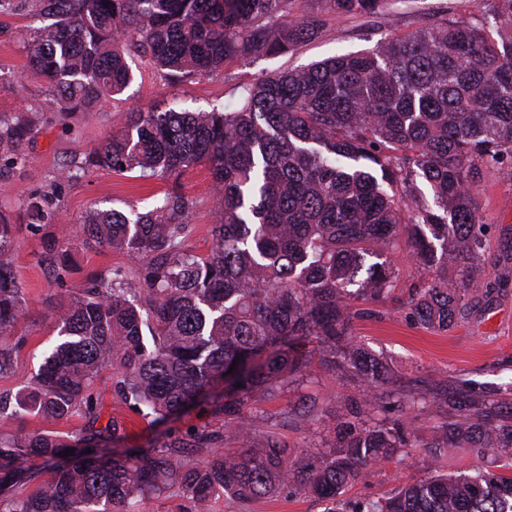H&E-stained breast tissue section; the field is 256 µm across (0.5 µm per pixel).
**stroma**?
Here are the masks:
<instances>
[{
    "label": "stroma",
    "mask_w": 512,
    "mask_h": 512,
    "mask_svg": "<svg viewBox=\"0 0 512 512\" xmlns=\"http://www.w3.org/2000/svg\"><path fill=\"white\" fill-rule=\"evenodd\" d=\"M443 3L455 6L459 15L468 18L483 11L481 0H409L407 5H394L387 14L371 21L331 16L314 40L292 53L237 61L202 78L170 79L147 60L138 59L132 65L133 80L121 94L103 101L96 111L69 117L50 104L45 82L32 74L28 65L24 42L38 26V18L26 9L0 14V122H15L31 111L39 115L24 144L25 164L0 173V214L13 226L16 275L27 301L19 325L26 342L14 356L13 370L0 374V396L13 395L25 385L44 353L55 344L54 323L61 313V297L81 288L90 275L107 278L116 268L124 271L129 282L137 280V262L107 248L86 250L76 244L67 265H56L47 246L58 238L60 223L79 227L94 208L125 214L134 208L144 211L164 192L175 189L194 202L186 248L203 255L212 245L215 204L212 178L205 167L186 172L174 184L97 167L57 184L53 177L62 163L84 160L94 145L117 129L119 118L126 113L151 105L164 109L175 103L190 110L208 111L215 106L234 109L241 85L338 54L374 49L387 38L412 30L414 24L431 22ZM35 189L50 193L60 222L31 223L24 202ZM476 197L479 215L489 226L479 257L485 287L470 297L467 315L445 330L424 328L407 318L404 303L409 288L432 281L433 274L412 261L407 240L402 237L396 246L399 276L394 291L374 304L373 315L351 323L354 340L383 354L396 379L419 394L427 390L433 376L454 386L467 384L488 396L512 393V267H504L502 259L504 252L512 249V173L485 172L476 187ZM310 372L311 381L293 385L278 397L249 402L248 412L257 434L276 430L292 448L320 443L325 427L341 416L359 386L338 376L317 357L310 364ZM115 382V371L107 369L92 386L100 410L99 425L111 420L117 423L110 444L113 452L156 446L167 437L185 438L197 429L224 430V416L211 403L193 406L163 423L151 422L117 394ZM483 462L482 456L469 451L452 448L434 460L424 449L415 448L406 461L364 468L339 507L347 512L353 506L385 499L401 486L438 473L466 472ZM325 509V503L304 495L262 498L246 506L220 496L210 504V512Z\"/></svg>",
    "instance_id": "stroma-1"
}]
</instances>
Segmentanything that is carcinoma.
<instances>
[{"label":"carcinoma","instance_id":"cac0c4a2","mask_svg":"<svg viewBox=\"0 0 512 512\" xmlns=\"http://www.w3.org/2000/svg\"><path fill=\"white\" fill-rule=\"evenodd\" d=\"M52 22L32 28V73L50 87L60 112H92L132 80L131 52L171 76L210 74L247 57L286 54L315 39L330 14L373 18L389 0H321L318 16L289 18L296 0H23ZM464 18L446 8L429 24L375 49L341 54L239 88L232 111L153 108L132 112L93 148L97 166L177 182L208 166L215 187L213 245L185 250L193 202L170 190L151 209L92 210L77 236L86 249L108 247L140 262L141 287L119 270L90 276L55 323L58 343L11 412L50 423L81 410L88 425L67 435L22 429L0 435V512H137L172 487L209 512L219 495L245 505L305 494L338 512L363 468L403 461L423 448L434 460L468 448L492 461L467 475H435L357 512H512V399L471 400L434 384L446 408L422 443L395 416L371 412L382 399L409 397L384 357L349 338L357 301L387 297L397 275L399 232L410 257L438 273L414 288L406 317L448 329L465 315V295L483 287L476 260L487 225L478 215L481 171L512 168V0H483ZM37 114L0 127V169L26 160L22 146ZM430 191L426 200L420 185ZM411 208L402 221L401 206ZM37 223L55 215L33 191ZM0 215V339L17 333L26 308ZM357 377L327 447L290 448L268 432L254 443L248 402L272 398L307 376L308 351ZM234 371H229L230 367ZM107 367L144 416L163 421L222 383L227 437L215 448L201 430L118 456L102 450L117 425L99 419L90 391ZM241 387H236V384ZM424 406L429 403L419 397ZM187 448H205L195 459ZM75 461L61 464L66 451ZM37 457L44 471L25 462ZM25 496L13 488L42 473Z\"/></svg>","mask_w":512,"mask_h":512}]
</instances>
